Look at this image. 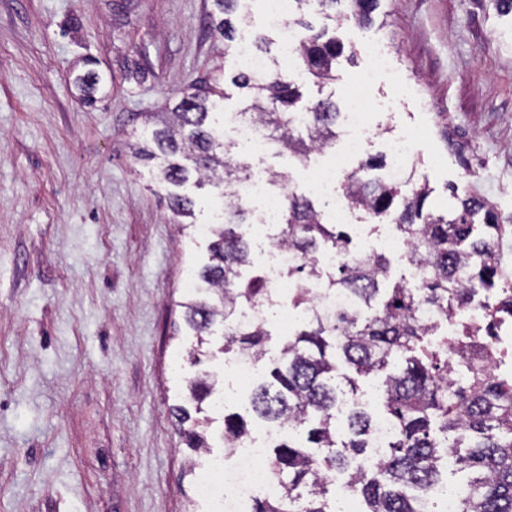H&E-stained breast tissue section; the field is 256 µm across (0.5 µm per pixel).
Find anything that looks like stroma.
Segmentation results:
<instances>
[{
	"label": "stroma",
	"instance_id": "1",
	"mask_svg": "<svg viewBox=\"0 0 512 512\" xmlns=\"http://www.w3.org/2000/svg\"><path fill=\"white\" fill-rule=\"evenodd\" d=\"M213 0H0V512H216L171 416L196 347L175 304L208 260L129 143L203 85L224 111L236 44ZM386 28L344 25L353 59L304 98L370 103V155L421 140L427 205L450 187L512 225V15L491 0H381ZM391 55L375 67L373 43ZM103 82L84 104L74 77Z\"/></svg>",
	"mask_w": 512,
	"mask_h": 512
}]
</instances>
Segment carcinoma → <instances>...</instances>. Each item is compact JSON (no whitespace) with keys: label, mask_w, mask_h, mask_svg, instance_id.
Segmentation results:
<instances>
[{"label":"carcinoma","mask_w":512,"mask_h":512,"mask_svg":"<svg viewBox=\"0 0 512 512\" xmlns=\"http://www.w3.org/2000/svg\"><path fill=\"white\" fill-rule=\"evenodd\" d=\"M242 2L214 0L210 31L234 41L238 30L249 25ZM379 8L380 0H296L290 26L298 31V64L321 86L335 81L336 62L345 51L337 29L349 21L371 26ZM311 11L331 25L315 29L306 20ZM229 81L247 94L249 104L243 113L281 151L305 161L314 151L336 143L338 102L331 95L303 101L299 86L283 75L277 61L262 77L237 71L230 73ZM214 108L209 91L187 93L172 111L149 117L152 128L143 131L134 146L135 159L155 161L159 181L171 188L169 207L177 217L193 215L194 199L179 192L191 174L220 191L254 174L252 164L240 158L238 145L220 138L211 124ZM301 112L306 122L299 126L295 119ZM380 165L382 160L376 157L362 163L346 177L343 196L354 210L390 218L411 242L413 259L429 266L430 281L417 290L400 282L383 287L390 265L382 255L324 277L310 256L327 247L347 251L351 239L339 225L326 223L306 195L285 196L276 239L299 255L296 272L353 294L361 310L342 309L329 321H304L282 346L270 380L251 391L247 412L254 419L285 422L293 430L306 431L303 442L273 446V474L281 493L256 499L253 512H338L329 497L333 482L328 475L333 473L347 477L349 489L363 498L365 512H418V498L405 489L421 490L438 480L439 462L448 452L456 454L459 470L466 471L472 488L459 512H512V378L486 372L492 343L480 336L483 325H466L436 346L437 332L420 318L425 306L451 317L466 308L475 291L492 290L502 271L496 244L512 233V226L498 222L491 204L461 197L453 186L455 205L437 214L425 208L429 189L424 184L364 178V172ZM250 219L251 212L229 200L224 222L209 225V262L195 273L205 288H193L179 303L198 345L208 343L216 330L223 331L224 343L210 352L212 359L248 351L261 362L267 355L270 333L265 325L231 326L238 306L266 292L263 277L246 275L254 262L241 226ZM338 357L348 372H339ZM452 359L469 370L461 384L450 375ZM396 360L401 365L385 376L382 389V414L393 422L395 436L377 466L366 471L362 462L368 456L375 414L358 400L359 381L387 370ZM218 385L216 372L200 371L186 382V401L192 407L175 408L179 436L198 454L207 452L210 444L192 413L203 412L202 405ZM341 414L346 420L343 434L336 427ZM223 422L226 448L251 433L239 413L225 415Z\"/></svg>","instance_id":"1"}]
</instances>
